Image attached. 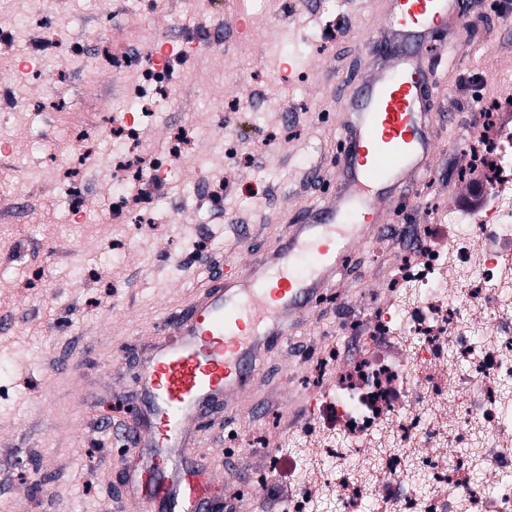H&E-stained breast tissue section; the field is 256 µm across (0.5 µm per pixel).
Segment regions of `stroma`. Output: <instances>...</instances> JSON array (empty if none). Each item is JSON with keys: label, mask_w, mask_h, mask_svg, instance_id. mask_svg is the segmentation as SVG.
<instances>
[{"label": "stroma", "mask_w": 512, "mask_h": 512, "mask_svg": "<svg viewBox=\"0 0 512 512\" xmlns=\"http://www.w3.org/2000/svg\"><path fill=\"white\" fill-rule=\"evenodd\" d=\"M476 25L462 41L440 36L435 114L439 149L431 171L418 174L388 222L437 223L448 204L469 205L485 182L479 169L458 178V162L476 129L485 100H512V25L493 0H459ZM200 0H0V75L18 69L34 77L7 84L10 109L0 114V202L11 205L0 223V454H15L18 471L0 477V512H113L141 458L99 432V422L134 425L138 353L160 322L180 311L223 264L235 236L253 249H273L287 222L319 202L324 186L311 171L336 151L342 129L339 81L359 69L369 30L379 25L382 0H254L249 11L261 40L237 39L229 48H206L214 26L229 29L231 15L200 13ZM64 12L76 34L93 31L83 51L31 54L17 18L48 26ZM333 29L324 44L319 36ZM192 32L202 49L174 64L165 103L141 113L138 148L161 154L176 129L192 131L193 162L165 173L168 192L143 193L152 221L131 231L124 259H111L120 229L109 223L114 194L110 140L100 123L141 84L139 67L120 74H88L97 46L143 53L164 37ZM266 92L253 112L222 110L223 99ZM84 129L98 142L79 167L87 185L92 224L73 212L59 161L73 149L70 134ZM258 189L242 195L234 166ZM228 189L217 204L197 209L192 183ZM396 241L385 250L368 242L344 261L335 288L314 312L301 314L292 336L272 344L251 373L248 387L227 394L193 441L189 464L205 460L215 475L212 491L222 512H237L244 481L267 479L251 498L250 512H280L287 477L268 470L284 453L285 437L300 438L318 393L310 377L335 340L337 307L365 299L391 280ZM49 396V407L40 399ZM249 407L247 420L225 426L226 413Z\"/></svg>", "instance_id": "stroma-1"}]
</instances>
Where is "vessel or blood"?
<instances>
[{
	"mask_svg": "<svg viewBox=\"0 0 512 512\" xmlns=\"http://www.w3.org/2000/svg\"><path fill=\"white\" fill-rule=\"evenodd\" d=\"M468 21L457 0H386L358 82L341 85L342 137L313 172L327 184L320 203L303 209L269 253L236 239L223 275L161 324L136 376L137 424L114 432L153 451L155 489L132 481L124 490L138 512H209L204 488L182 466L201 417L245 387L262 348L289 336L297 315L335 286L343 258L386 223L409 177L429 170L438 146L430 47L442 34L466 37Z\"/></svg>",
	"mask_w": 512,
	"mask_h": 512,
	"instance_id": "obj_1",
	"label": "vessel or blood"
}]
</instances>
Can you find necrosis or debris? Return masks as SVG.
Instances as JSON below:
<instances>
[{
  "label": "necrosis or debris",
  "mask_w": 512,
  "mask_h": 512,
  "mask_svg": "<svg viewBox=\"0 0 512 512\" xmlns=\"http://www.w3.org/2000/svg\"><path fill=\"white\" fill-rule=\"evenodd\" d=\"M135 109L126 102L108 131L124 146L123 183L141 175L127 146ZM474 156L489 170L477 206L400 225L391 300L340 317L310 428L325 458L277 461L302 484L284 512H313L324 490L342 512L370 500L395 512H512V119L489 124Z\"/></svg>",
  "instance_id": "1"
}]
</instances>
